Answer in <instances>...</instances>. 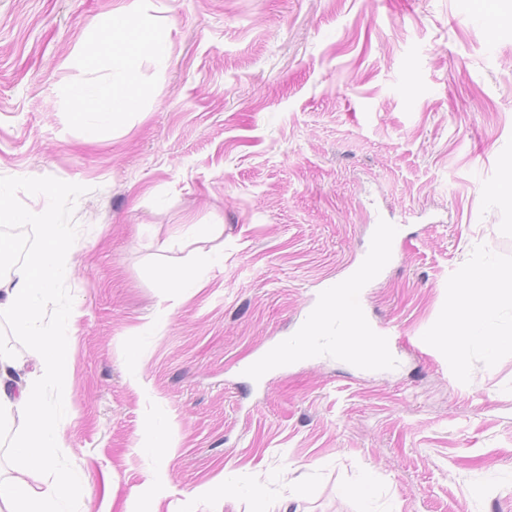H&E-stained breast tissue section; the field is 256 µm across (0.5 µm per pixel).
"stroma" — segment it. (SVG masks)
<instances>
[{"label": "stroma", "instance_id": "1", "mask_svg": "<svg viewBox=\"0 0 512 512\" xmlns=\"http://www.w3.org/2000/svg\"><path fill=\"white\" fill-rule=\"evenodd\" d=\"M120 4L0 0V181L30 255L42 224H63L77 267L41 314L69 358L41 399L72 417L31 485L83 471L72 512H512V343L491 363L471 348L461 371L429 337L468 267L512 269L496 192L512 181V38L464 0H151L169 59H143L124 122L87 125L56 87L107 80L77 43ZM378 224L397 258L362 303L392 326L394 364L312 356L250 377ZM199 251L222 258L205 288L160 287ZM159 416L166 454L150 448ZM25 435L0 427V480L29 466Z\"/></svg>", "mask_w": 512, "mask_h": 512}]
</instances>
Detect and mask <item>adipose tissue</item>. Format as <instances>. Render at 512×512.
Here are the masks:
<instances>
[{"label":"adipose tissue","instance_id":"adipose-tissue-1","mask_svg":"<svg viewBox=\"0 0 512 512\" xmlns=\"http://www.w3.org/2000/svg\"><path fill=\"white\" fill-rule=\"evenodd\" d=\"M148 3L149 0H123L113 15L111 29L99 31L86 53V65L108 63L111 74L107 81L79 89L59 85V96L86 123L100 125L119 121L123 109L143 93L138 72L144 56L158 60L169 57V39L145 19ZM67 242L64 225L45 224L39 255L19 266L8 279L0 280V309H11L17 335L34 339L38 345L34 359L40 385L59 384L68 366L65 350L43 330L40 318L56 282L72 272L65 259ZM218 261L213 253H198L190 264H173L163 270L160 285L193 295L206 285L203 270ZM506 305L512 306V271L487 264L472 267L465 277L462 296L441 331L459 369L467 368L466 353L472 345L483 346L487 357H494L501 339L487 334L484 324L491 309ZM14 371L10 353L0 348V414H15L28 427L29 447L37 449L41 467H50L63 446L60 429L67 415L45 407L37 387L15 376ZM86 483L83 472H64L59 475L52 494L46 496L36 493L24 475L14 476L10 481L0 482V512H17L20 504L26 505L28 512H71V501L82 495Z\"/></svg>","mask_w":512,"mask_h":512}]
</instances>
